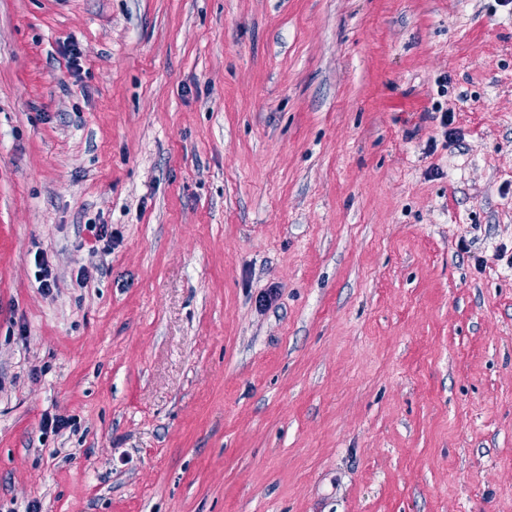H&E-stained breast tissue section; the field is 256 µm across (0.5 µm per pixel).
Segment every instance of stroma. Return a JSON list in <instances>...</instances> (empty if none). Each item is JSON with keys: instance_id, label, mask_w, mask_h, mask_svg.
I'll use <instances>...</instances> for the list:
<instances>
[{"instance_id": "35a3bbf8", "label": "stroma", "mask_w": 512, "mask_h": 512, "mask_svg": "<svg viewBox=\"0 0 512 512\" xmlns=\"http://www.w3.org/2000/svg\"><path fill=\"white\" fill-rule=\"evenodd\" d=\"M32 501L512 512V0H0Z\"/></svg>"}]
</instances>
